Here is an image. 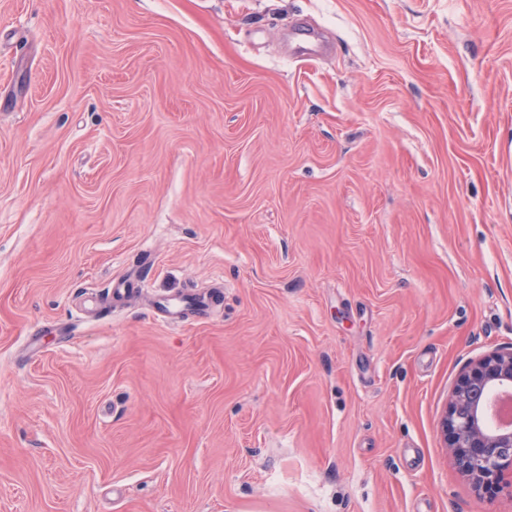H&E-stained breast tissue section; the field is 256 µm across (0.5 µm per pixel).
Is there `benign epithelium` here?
Instances as JSON below:
<instances>
[{
	"instance_id": "benign-epithelium-1",
	"label": "benign epithelium",
	"mask_w": 512,
	"mask_h": 512,
	"mask_svg": "<svg viewBox=\"0 0 512 512\" xmlns=\"http://www.w3.org/2000/svg\"><path fill=\"white\" fill-rule=\"evenodd\" d=\"M503 388L512 389V351H492L469 362L439 422L458 470L476 490L494 495L512 489L505 478L512 472V429L489 423L488 396Z\"/></svg>"
}]
</instances>
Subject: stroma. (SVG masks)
<instances>
[{"mask_svg":"<svg viewBox=\"0 0 512 512\" xmlns=\"http://www.w3.org/2000/svg\"><path fill=\"white\" fill-rule=\"evenodd\" d=\"M510 349L512 0H0V512H512ZM503 388L512 389V351H492L469 362L439 422L458 470L476 490L493 495L505 488L512 495V429L489 423L488 396Z\"/></svg>","mask_w":512,"mask_h":512,"instance_id":"1","label":"stroma"}]
</instances>
